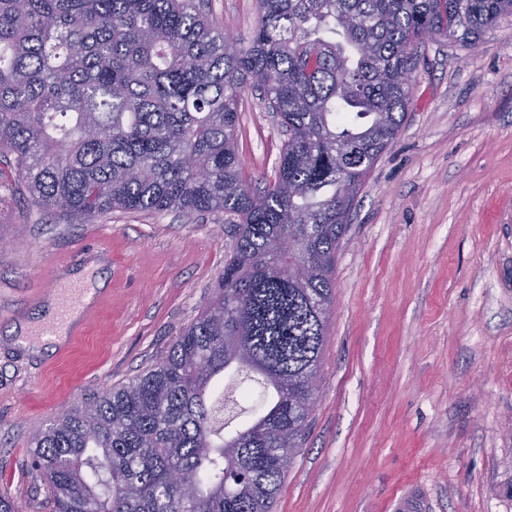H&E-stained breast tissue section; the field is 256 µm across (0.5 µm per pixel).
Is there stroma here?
Returning a JSON list of instances; mask_svg holds the SVG:
<instances>
[{
	"label": "stroma",
	"mask_w": 512,
	"mask_h": 512,
	"mask_svg": "<svg viewBox=\"0 0 512 512\" xmlns=\"http://www.w3.org/2000/svg\"><path fill=\"white\" fill-rule=\"evenodd\" d=\"M237 44L256 0H208ZM284 135L242 94L253 188ZM0 496L52 512L36 430L163 357L214 298L234 242L217 213L115 210L64 224L0 186ZM106 291L55 352L16 340L72 273ZM308 437L273 512H512V16L478 46L426 40L403 127L336 256Z\"/></svg>",
	"instance_id": "1"
}]
</instances>
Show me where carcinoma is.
Segmentation results:
<instances>
[{"label":"carcinoma","instance_id":"carcinoma-1","mask_svg":"<svg viewBox=\"0 0 512 512\" xmlns=\"http://www.w3.org/2000/svg\"><path fill=\"white\" fill-rule=\"evenodd\" d=\"M257 2L236 46L203 0H0V180L28 209L235 227L215 298L164 357L35 432L55 512H272L317 400L336 255L418 48L474 45L512 15V0ZM246 89L287 136L259 192L237 151Z\"/></svg>","mask_w":512,"mask_h":512}]
</instances>
